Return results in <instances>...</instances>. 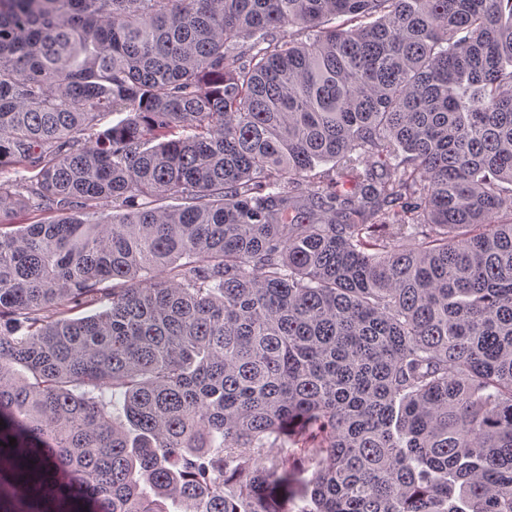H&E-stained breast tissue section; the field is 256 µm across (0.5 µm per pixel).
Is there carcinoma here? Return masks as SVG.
Here are the masks:
<instances>
[{
	"mask_svg": "<svg viewBox=\"0 0 512 512\" xmlns=\"http://www.w3.org/2000/svg\"><path fill=\"white\" fill-rule=\"evenodd\" d=\"M8 169L0 512H512V0H0Z\"/></svg>",
	"mask_w": 512,
	"mask_h": 512,
	"instance_id": "cac0c4a2",
	"label": "carcinoma"
}]
</instances>
